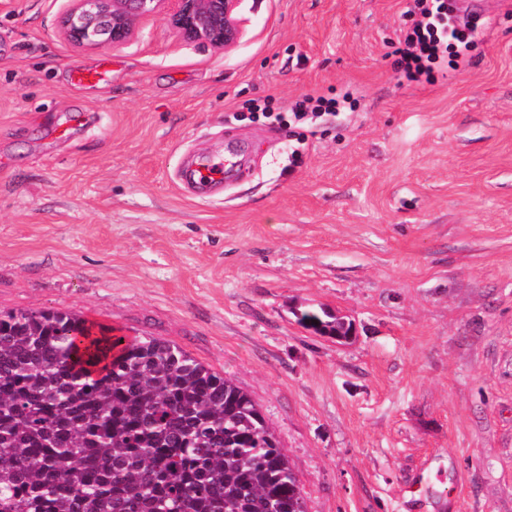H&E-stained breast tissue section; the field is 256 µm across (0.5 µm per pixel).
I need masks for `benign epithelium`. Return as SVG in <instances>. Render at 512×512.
<instances>
[{
	"label": "benign epithelium",
	"mask_w": 512,
	"mask_h": 512,
	"mask_svg": "<svg viewBox=\"0 0 512 512\" xmlns=\"http://www.w3.org/2000/svg\"><path fill=\"white\" fill-rule=\"evenodd\" d=\"M241 0H71L60 30L76 47L121 45L135 23L165 4L171 24L187 40L223 48L239 38L234 14Z\"/></svg>",
	"instance_id": "obj_1"
}]
</instances>
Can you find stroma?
<instances>
[{"label": "stroma", "mask_w": 512, "mask_h": 512, "mask_svg": "<svg viewBox=\"0 0 512 512\" xmlns=\"http://www.w3.org/2000/svg\"><path fill=\"white\" fill-rule=\"evenodd\" d=\"M412 5L242 0L215 49L161 8L123 46L76 47L67 0H0V312L157 338L232 379L307 512H512V0H484L466 67L416 81ZM308 95L335 114L235 118ZM235 145L249 177L184 189L188 154ZM321 313L322 315L315 311H304L300 314L299 321L322 336H329L336 338V340H346L350 337L352 332L350 322H346L325 310H321ZM312 321H317V324H312Z\"/></svg>", "instance_id": "1"}]
</instances>
